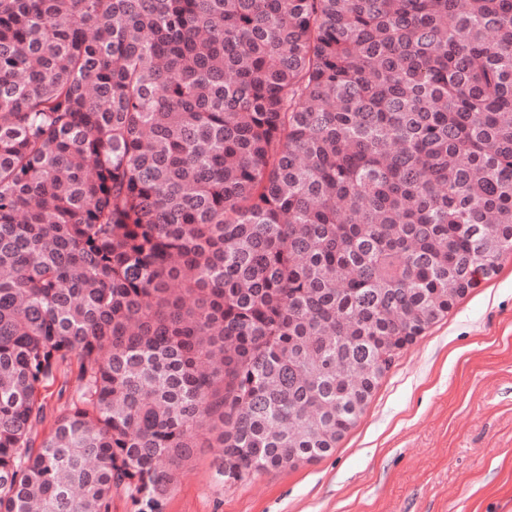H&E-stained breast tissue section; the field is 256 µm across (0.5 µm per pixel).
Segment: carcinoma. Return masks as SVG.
Here are the masks:
<instances>
[{
  "mask_svg": "<svg viewBox=\"0 0 512 512\" xmlns=\"http://www.w3.org/2000/svg\"><path fill=\"white\" fill-rule=\"evenodd\" d=\"M508 255L512 0H0V512L333 453ZM75 390V378L73 374H61L56 383L42 390V401L45 407L46 419L39 427L38 436L35 439L34 447L38 448L40 442L47 433L56 417L62 413L69 404L73 391Z\"/></svg>",
  "mask_w": 512,
  "mask_h": 512,
  "instance_id": "carcinoma-1",
  "label": "carcinoma"
}]
</instances>
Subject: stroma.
<instances>
[{"label":"stroma","mask_w":512,"mask_h":512,"mask_svg":"<svg viewBox=\"0 0 512 512\" xmlns=\"http://www.w3.org/2000/svg\"><path fill=\"white\" fill-rule=\"evenodd\" d=\"M163 512H512V256L404 350L331 455L227 484L198 449Z\"/></svg>","instance_id":"obj_1"}]
</instances>
